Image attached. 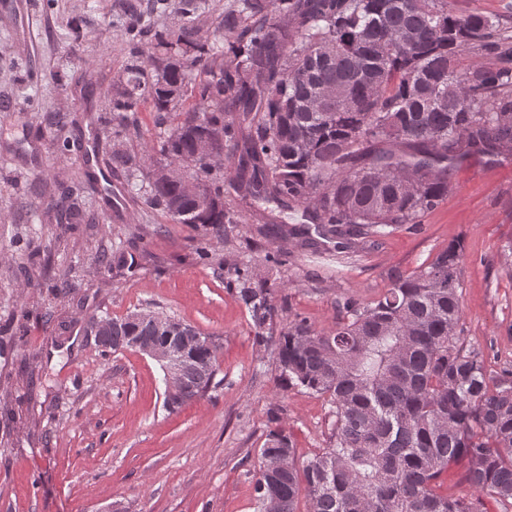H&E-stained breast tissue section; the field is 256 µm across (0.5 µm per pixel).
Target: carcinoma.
I'll use <instances>...</instances> for the list:
<instances>
[{
	"label": "carcinoma",
	"mask_w": 512,
	"mask_h": 512,
	"mask_svg": "<svg viewBox=\"0 0 512 512\" xmlns=\"http://www.w3.org/2000/svg\"><path fill=\"white\" fill-rule=\"evenodd\" d=\"M181 24L158 28L130 6V59L112 83V135L128 137L147 103L166 126L159 148L140 158L112 152V174L175 224L231 241L243 217L274 224L295 246L336 241L347 257L354 240L377 239L420 224L450 190L448 161L472 154L512 156V36L492 18L458 15L448 0H231L209 40L197 37L200 0H181ZM399 30L415 43L393 42ZM491 47L497 61L463 64ZM344 95L309 106L323 87ZM201 121L222 134L235 168L214 169L198 152ZM157 164L177 175L151 177ZM211 196L205 212L184 183ZM181 200L174 213L170 201ZM451 243L410 273L388 274L373 302L338 304L329 330L294 314L277 326L273 290L244 263L229 282L272 346L283 389L325 396L335 420L326 448L303 468L279 425L269 428L260 469L251 472L258 512H488L512 504V370L490 371L484 352L460 343L459 268ZM97 338L113 353L130 343L198 331L170 316L106 317ZM221 345L203 337L183 365L175 410L217 386ZM457 467L475 494L442 492Z\"/></svg>",
	"instance_id": "cac0c4a2"
}]
</instances>
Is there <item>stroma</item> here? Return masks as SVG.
I'll use <instances>...</instances> for the list:
<instances>
[{
    "label": "stroma",
    "mask_w": 512,
    "mask_h": 512,
    "mask_svg": "<svg viewBox=\"0 0 512 512\" xmlns=\"http://www.w3.org/2000/svg\"><path fill=\"white\" fill-rule=\"evenodd\" d=\"M25 31L0 7V512H256L249 473L271 414L292 436L297 463L325 447L334 419L327 398L281 389L271 349L228 287L251 264L274 290L278 324L293 314L320 330L337 302L374 301L393 270L410 272L449 243L464 259L460 340L481 348L488 369L512 368V158L473 155L451 168L452 191L416 228L366 243L337 263L237 227L234 244L135 204L112 216V182L79 183L82 150L114 142L107 111L128 58L130 0H28ZM76 118L77 127L58 124ZM77 199L82 224L52 204ZM207 248L208 258L198 256ZM142 256L116 272L101 254ZM160 311L219 339L218 388L178 411L164 405L160 365L133 350L104 353L91 318Z\"/></svg>",
    "instance_id": "stroma-1"
}]
</instances>
